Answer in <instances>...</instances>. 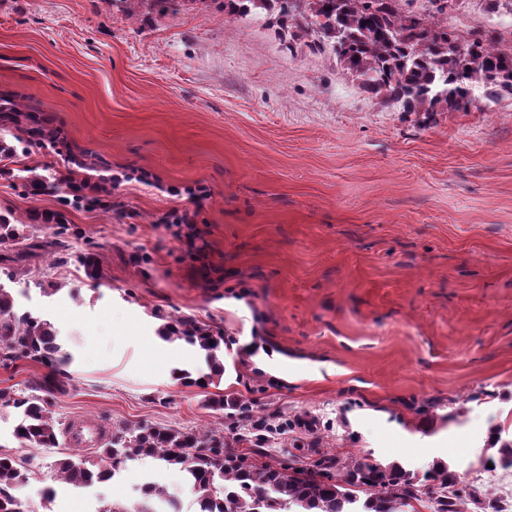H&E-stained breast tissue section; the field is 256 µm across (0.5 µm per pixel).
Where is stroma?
<instances>
[{
    "instance_id": "1",
    "label": "stroma",
    "mask_w": 512,
    "mask_h": 512,
    "mask_svg": "<svg viewBox=\"0 0 512 512\" xmlns=\"http://www.w3.org/2000/svg\"><path fill=\"white\" fill-rule=\"evenodd\" d=\"M455 37L512 46V0H450ZM43 112L67 141L0 158V214L69 243L24 265L15 291L50 319L71 383L52 410L51 450L19 449L34 476L24 512H130L153 478L197 512L184 472L145 457L77 494L56 476L73 423L144 422L224 432L255 462L295 469L323 457L398 462L425 475L448 463L474 494L466 512H512L487 493L492 428L512 440V95L469 111L405 112L369 95L329 50L294 40L276 17L216 0L130 16L112 0H0V98ZM91 180L127 169L150 183L69 204L71 156ZM39 175L42 188L28 186ZM207 184L194 244L159 219L189 206L167 194ZM92 253L102 277L81 263ZM63 283L45 296L33 280ZM224 334V377L201 388L175 368L203 354L161 341L162 320ZM276 353L267 370L251 347ZM250 415L206 406L209 393Z\"/></svg>"
}]
</instances>
